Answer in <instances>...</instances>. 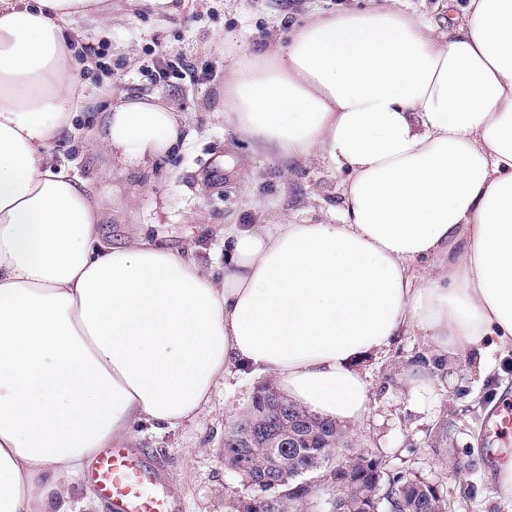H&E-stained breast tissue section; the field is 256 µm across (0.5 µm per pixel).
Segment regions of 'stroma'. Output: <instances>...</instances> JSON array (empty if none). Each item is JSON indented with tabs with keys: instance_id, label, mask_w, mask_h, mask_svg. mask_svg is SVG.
<instances>
[{
	"instance_id": "obj_1",
	"label": "stroma",
	"mask_w": 512,
	"mask_h": 512,
	"mask_svg": "<svg viewBox=\"0 0 512 512\" xmlns=\"http://www.w3.org/2000/svg\"><path fill=\"white\" fill-rule=\"evenodd\" d=\"M106 4L112 11L107 28L80 17L69 23L71 41L99 49L104 64L98 69L76 61L74 75L85 99L71 130L51 150L100 198L107 242L122 245L146 234L174 252L191 244L203 271L220 279L224 260L217 252L225 226L263 224L276 215L315 221L321 210L339 205L337 181L323 167L283 174L278 158L257 152L214 114L224 106V73L236 55L287 45L306 18L355 7L356 0H175L171 12L139 9L128 0ZM163 50L187 61L194 77L153 80ZM148 97L176 113L189 146L125 171L88 142L113 104ZM436 357L430 339L409 331L359 363L369 410L350 429L353 445L383 456L390 472L443 485L449 512H512L483 454L493 446L512 451V433L495 431L490 423L491 405L512 401V352L496 355L485 378L472 353L445 359L443 369L430 372L432 395L417 405L406 372ZM269 382L236 372L213 390L209 411L197 419L165 432L133 427L131 441L165 462L163 481L177 491L179 512H229L244 494L240 479L224 465V430ZM458 461L465 470L454 471Z\"/></svg>"
}]
</instances>
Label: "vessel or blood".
<instances>
[{"instance_id":"b4317fda","label":"vessel or blood","mask_w":512,"mask_h":512,"mask_svg":"<svg viewBox=\"0 0 512 512\" xmlns=\"http://www.w3.org/2000/svg\"><path fill=\"white\" fill-rule=\"evenodd\" d=\"M86 477L113 512H175L177 494L164 486L157 465L143 449L117 442L94 457Z\"/></svg>"}]
</instances>
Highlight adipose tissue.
<instances>
[{
  "instance_id": "obj_1",
  "label": "adipose tissue",
  "mask_w": 512,
  "mask_h": 512,
  "mask_svg": "<svg viewBox=\"0 0 512 512\" xmlns=\"http://www.w3.org/2000/svg\"><path fill=\"white\" fill-rule=\"evenodd\" d=\"M397 3L314 17L231 63L220 119L323 166L341 204L225 229L218 284L193 249L106 242L49 149L77 94L67 26L110 14L0 0V512H70L68 480L99 449L196 418L234 370L353 425L369 402L356 363L403 332L482 372L512 351V0H467L448 31ZM180 139L169 108L128 101L92 147L137 166Z\"/></svg>"
}]
</instances>
